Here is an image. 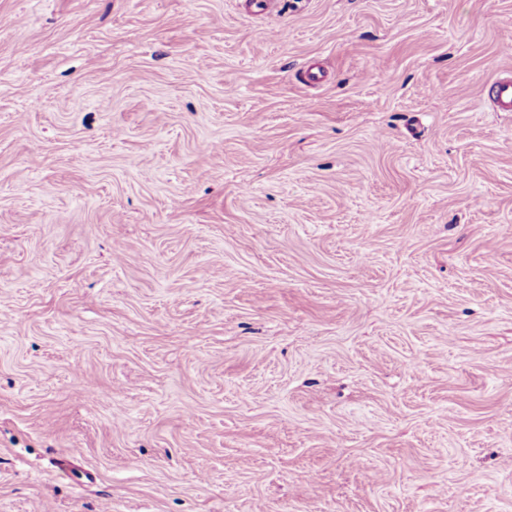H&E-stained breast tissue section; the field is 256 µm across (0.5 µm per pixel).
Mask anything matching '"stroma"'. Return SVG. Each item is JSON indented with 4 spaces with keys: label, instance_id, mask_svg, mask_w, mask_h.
<instances>
[{
    "label": "stroma",
    "instance_id": "obj_1",
    "mask_svg": "<svg viewBox=\"0 0 512 512\" xmlns=\"http://www.w3.org/2000/svg\"><path fill=\"white\" fill-rule=\"evenodd\" d=\"M505 69L512 0H0V512H512ZM489 94L497 112H512V76L499 78L490 85Z\"/></svg>",
    "mask_w": 512,
    "mask_h": 512
}]
</instances>
